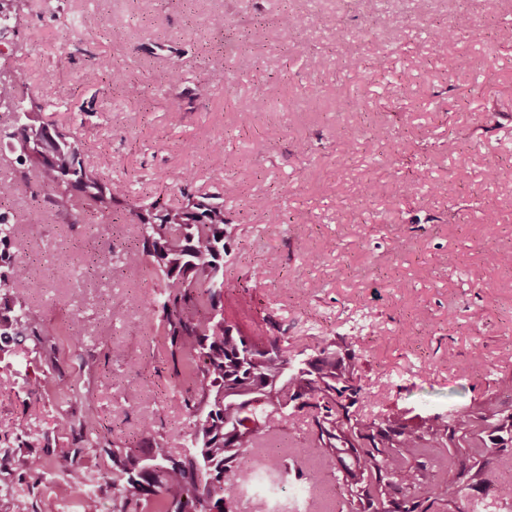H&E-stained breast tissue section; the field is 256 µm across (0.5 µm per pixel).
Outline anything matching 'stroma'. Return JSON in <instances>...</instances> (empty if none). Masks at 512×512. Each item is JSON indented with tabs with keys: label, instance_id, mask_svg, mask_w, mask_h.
Segmentation results:
<instances>
[{
	"label": "stroma",
	"instance_id": "35a3bbf8",
	"mask_svg": "<svg viewBox=\"0 0 512 512\" xmlns=\"http://www.w3.org/2000/svg\"><path fill=\"white\" fill-rule=\"evenodd\" d=\"M20 6L0 79L29 71L25 99L57 100L42 119L77 134L89 169L171 206L184 201L187 168L195 196L232 194L229 322L279 337L290 357L312 355L322 338L351 342L362 386L353 412L368 422L512 402L500 386L512 379V0ZM475 10L482 34L436 47V26ZM289 11L301 23L287 33L277 19ZM217 15L224 29L211 26ZM100 55L140 96L97 70ZM216 71L224 83L211 81ZM488 99L494 123L482 117ZM13 128L0 108V181H16L8 207L31 219L12 248L40 284L26 303L58 361L46 370L31 337L0 349V512H118L113 448H146V418L162 423L173 453L186 445L185 393L149 310L160 277L149 263L126 272L112 254L136 242L137 225L69 224L32 196L3 139ZM492 251L498 264L485 260ZM477 349L481 371L470 368ZM74 382L79 393L67 395ZM310 425L309 411L292 413L249 452L292 475L255 476L231 512H338L336 467L307 451ZM61 448L75 452L83 484L31 469ZM298 469L323 480L307 487ZM509 480L512 447L456 494L457 512H498L493 491Z\"/></svg>",
	"mask_w": 512,
	"mask_h": 512
}]
</instances>
